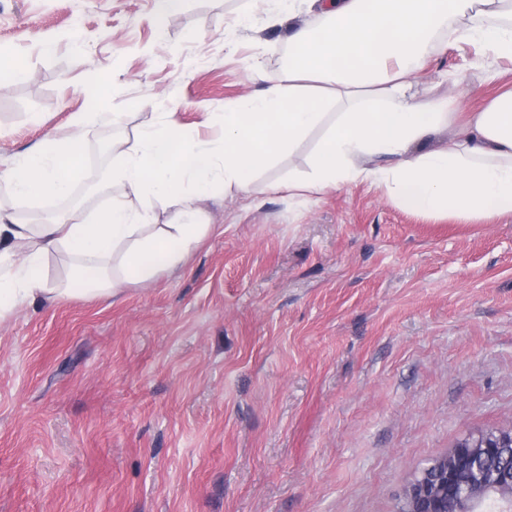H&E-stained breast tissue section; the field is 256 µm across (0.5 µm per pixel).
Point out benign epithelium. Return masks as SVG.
<instances>
[{"label":"benign epithelium","mask_w":512,"mask_h":512,"mask_svg":"<svg viewBox=\"0 0 512 512\" xmlns=\"http://www.w3.org/2000/svg\"><path fill=\"white\" fill-rule=\"evenodd\" d=\"M512 447V428L470 434L415 472L402 489L398 512H474L486 491L496 494L501 512H512V466L495 469L498 449Z\"/></svg>","instance_id":"benign-epithelium-1"}]
</instances>
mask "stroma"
Here are the masks:
<instances>
[{
  "instance_id": "1",
  "label": "stroma",
  "mask_w": 512,
  "mask_h": 512,
  "mask_svg": "<svg viewBox=\"0 0 512 512\" xmlns=\"http://www.w3.org/2000/svg\"><path fill=\"white\" fill-rule=\"evenodd\" d=\"M256 0H0V172L73 131L87 90L133 140L164 113L203 140L287 64V26ZM53 43L44 52V43ZM512 60L431 51L416 98L471 109ZM320 132L214 190L213 230L178 273L108 301L39 297L0 322V512H395L458 439L512 427V217L421 215L356 182L307 199ZM86 142L80 202L17 198L20 224L86 222L121 195Z\"/></svg>"
}]
</instances>
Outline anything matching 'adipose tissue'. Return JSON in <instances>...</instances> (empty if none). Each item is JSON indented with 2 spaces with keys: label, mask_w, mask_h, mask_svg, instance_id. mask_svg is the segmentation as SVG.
Masks as SVG:
<instances>
[{
  "label": "adipose tissue",
  "mask_w": 512,
  "mask_h": 512,
  "mask_svg": "<svg viewBox=\"0 0 512 512\" xmlns=\"http://www.w3.org/2000/svg\"><path fill=\"white\" fill-rule=\"evenodd\" d=\"M271 20H290L299 3L323 10L318 29L292 28L288 64L260 93L224 112L215 143L185 133L174 113L141 130L134 142L112 147L107 177L122 196L94 221L8 224L0 218V321L44 293L47 258L77 257L66 293L112 299L123 285L149 284L180 268L211 231L197 203L214 185L248 193L256 175L274 166L314 130L323 135L306 179L289 190L319 195L369 180L413 210L480 224L512 216V90L493 99L466 123L469 134L424 149L449 126L460 103L415 99L409 78L441 34L471 43L484 54L512 59V0H263ZM314 82L311 90L303 82ZM91 98L73 115L74 132L32 147L7 174L21 198L68 196L83 175L86 132L111 122ZM174 211L155 221V206ZM120 256L121 274L108 263Z\"/></svg>",
  "instance_id": "obj_1"
}]
</instances>
